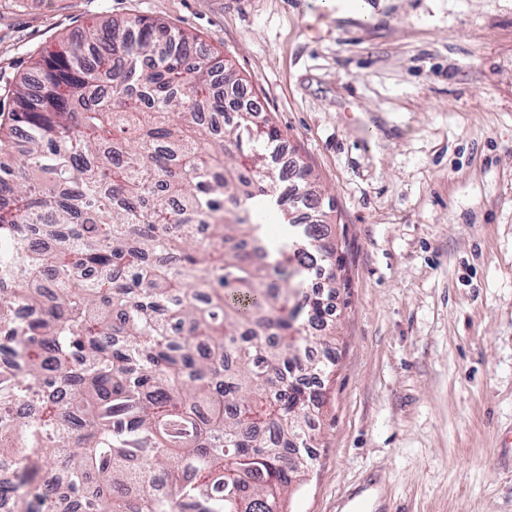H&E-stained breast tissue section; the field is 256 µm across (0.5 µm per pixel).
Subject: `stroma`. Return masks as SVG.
Wrapping results in <instances>:
<instances>
[{"instance_id":"obj_1","label":"stroma","mask_w":512,"mask_h":512,"mask_svg":"<svg viewBox=\"0 0 512 512\" xmlns=\"http://www.w3.org/2000/svg\"><path fill=\"white\" fill-rule=\"evenodd\" d=\"M0 0V103L106 18L198 37L331 208L342 270L290 512H512V0Z\"/></svg>"}]
</instances>
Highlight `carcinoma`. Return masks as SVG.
I'll list each match as a JSON object with an SVG mask.
<instances>
[{
  "label": "carcinoma",
  "mask_w": 512,
  "mask_h": 512,
  "mask_svg": "<svg viewBox=\"0 0 512 512\" xmlns=\"http://www.w3.org/2000/svg\"><path fill=\"white\" fill-rule=\"evenodd\" d=\"M196 39L108 19L22 76L0 122V497L53 512H287L313 465L311 409L335 330L332 256L308 170L266 166L271 121L242 79L190 63ZM23 303L35 311L16 319ZM35 406L21 414L22 400Z\"/></svg>",
  "instance_id": "1"
}]
</instances>
